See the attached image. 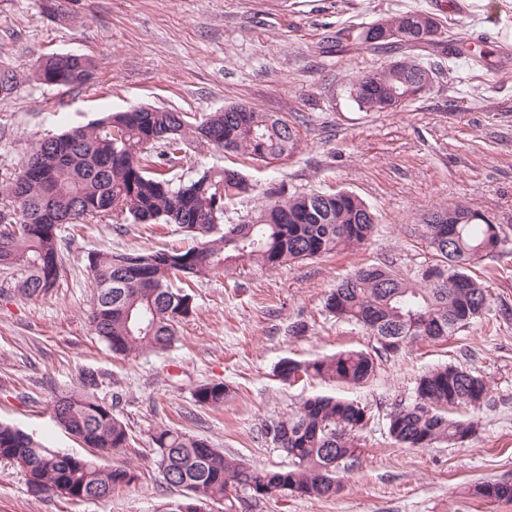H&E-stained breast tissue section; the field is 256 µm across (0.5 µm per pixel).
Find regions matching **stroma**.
<instances>
[{"label": "stroma", "mask_w": 512, "mask_h": 512, "mask_svg": "<svg viewBox=\"0 0 512 512\" xmlns=\"http://www.w3.org/2000/svg\"><path fill=\"white\" fill-rule=\"evenodd\" d=\"M0 0V70L14 75L0 94V183L18 173L38 140L105 112L157 107L199 116L243 103L277 112L300 131L294 155L270 164L190 143L179 176L211 167L240 170L258 192L273 186L308 193L345 189L377 216L373 239L358 249L275 269L247 262L192 285L194 313L166 353L116 356L91 330L95 292L87 255L152 252L187 244L174 224L90 220L62 235V276L51 296L25 299L0 272V421L39 433L47 447L82 453L50 419L61 391L96 373L100 395L119 396L117 415L133 441L119 462L141 471L135 488L84 502L33 493L20 468L0 462V512H156L179 498L152 465V435L174 427L244 462L286 464L264 423L313 395L359 401L371 415L366 451L328 499L275 496L253 512H512L473 494L483 481L512 482V0ZM408 10L434 16L439 43L412 57L437 68L430 90L396 112H363L350 99L352 76L383 69L397 52L347 46L327 51L325 36L356 30ZM491 66L476 63L478 47ZM79 54L93 60L86 87L39 84L40 58ZM464 204L489 215L507 243L471 269L488 287L481 318L435 344L417 341L379 361L362 386L321 379L283 384L281 359L313 360L375 345L360 326L329 315L324 301L357 269L394 262L405 276L434 264L417 226L430 210ZM453 363L486 379L481 411L451 410L477 421L463 446L403 448L387 416L411 399L419 376ZM221 382V408L196 405L194 388Z\"/></svg>", "instance_id": "1"}]
</instances>
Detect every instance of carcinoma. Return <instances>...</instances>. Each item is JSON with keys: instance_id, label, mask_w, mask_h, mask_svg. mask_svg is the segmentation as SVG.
Here are the masks:
<instances>
[{"instance_id": "1", "label": "carcinoma", "mask_w": 512, "mask_h": 512, "mask_svg": "<svg viewBox=\"0 0 512 512\" xmlns=\"http://www.w3.org/2000/svg\"><path fill=\"white\" fill-rule=\"evenodd\" d=\"M424 27L440 34L433 16L409 10L359 30L340 29L327 43L338 52L350 39L366 49L416 47ZM94 71L87 57L63 65L50 57L35 77L42 85L73 89L89 84ZM434 78L432 68L405 56L352 78L349 95L362 111L395 112L425 94ZM189 138L264 163L290 156L300 142L287 118L244 104L201 117L133 106L70 127L40 140L14 178L0 187L6 201L0 214L10 215L8 223H0V270L23 271L17 290L28 298L43 297L61 276L62 225L119 215L132 224L178 225L191 244L149 254L88 256L96 288L90 325L112 353L129 356L163 353L175 344L177 324L193 313L191 295L181 287L189 278L240 261L274 269L371 240L376 216L347 190L288 194L271 187L257 199L255 215L224 223L229 206L254 187L226 167L204 169L187 181L170 177L169 170L184 160ZM419 232L437 258L420 277L407 280L385 261L355 271L326 297L327 312L375 337L374 353L344 351L304 362L286 358L278 366L281 381L311 377L364 384L374 376L376 358L397 355L416 341L445 339L485 312L489 290L468 271L496 252L500 226L457 204L429 212ZM227 395L222 382L202 383L193 391L198 405L211 408L223 406ZM489 395L487 382L460 365L433 368L419 377L411 401L388 414V433L404 448L462 444L474 435L476 422L451 419L448 408L479 410ZM115 407L116 399L101 397L96 375L87 371L79 389L56 397L53 414L89 452L52 450L0 422V460L24 471L33 492L69 501L98 500L127 489L140 480V472L102 464L130 447L131 434ZM370 421L357 401L313 396L263 427L265 438L288 458L285 467L244 463L177 428H161L152 436L153 465L163 483L184 491L178 502L192 512H202L210 502L224 503V512H244L262 499L293 493L329 498L342 488L339 473L360 462L361 432ZM474 495L512 502V483L482 482Z\"/></svg>"}]
</instances>
